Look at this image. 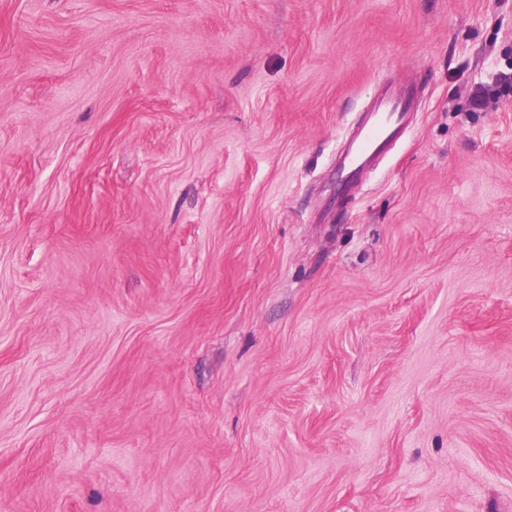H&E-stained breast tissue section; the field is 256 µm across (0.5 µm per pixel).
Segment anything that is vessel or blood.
I'll return each instance as SVG.
<instances>
[{"label": "vessel or blood", "instance_id": "b4317fda", "mask_svg": "<svg viewBox=\"0 0 512 512\" xmlns=\"http://www.w3.org/2000/svg\"><path fill=\"white\" fill-rule=\"evenodd\" d=\"M415 97L413 89L375 100L364 112L355 133L346 143L338 169L353 180L369 168L403 131Z\"/></svg>", "mask_w": 512, "mask_h": 512}]
</instances>
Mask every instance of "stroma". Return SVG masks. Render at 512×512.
Instances as JSON below:
<instances>
[{
  "mask_svg": "<svg viewBox=\"0 0 512 512\" xmlns=\"http://www.w3.org/2000/svg\"><path fill=\"white\" fill-rule=\"evenodd\" d=\"M507 76L512 0H0V512H512ZM415 92L406 88L375 100L364 112L355 133L340 156L338 170L351 182L369 168L388 145L403 131L413 104Z\"/></svg>",
  "mask_w": 512,
  "mask_h": 512,
  "instance_id": "1",
  "label": "stroma"
}]
</instances>
